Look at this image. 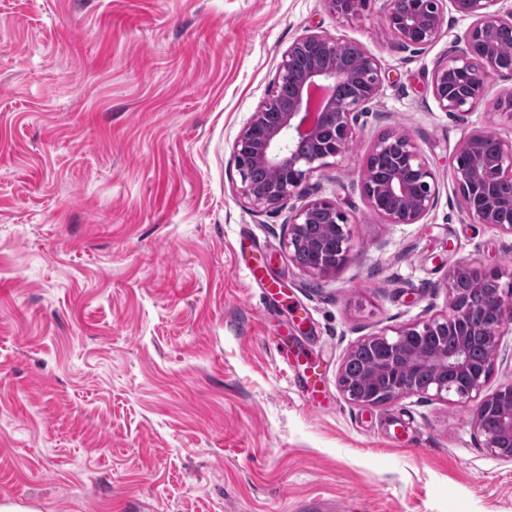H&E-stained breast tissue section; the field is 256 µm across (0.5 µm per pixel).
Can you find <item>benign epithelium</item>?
<instances>
[{
  "instance_id": "1",
  "label": "benign epithelium",
  "mask_w": 512,
  "mask_h": 512,
  "mask_svg": "<svg viewBox=\"0 0 512 512\" xmlns=\"http://www.w3.org/2000/svg\"><path fill=\"white\" fill-rule=\"evenodd\" d=\"M500 2L386 0V25L399 44L413 52L424 51L440 37L445 11L471 20L463 47L440 61L431 78L438 108L460 120L483 103L490 80L512 79V57L500 56L484 41L488 29L512 27V10H501ZM364 5L365 0H325L328 11L342 18L358 15ZM348 57L358 64L359 80L343 97L337 94L336 83L347 76ZM381 71L379 59L355 43L326 32L300 35L282 55L272 94L234 144L242 198L258 212L283 208L303 192L313 173L339 164L358 137L359 111L381 90ZM284 83L292 85L286 100L278 96ZM300 140L310 141L312 151L296 152L294 145ZM254 167L276 177L257 182ZM453 173L461 213L474 224L512 236V140L486 130L467 134L455 154ZM361 187L370 208L388 224H417L437 200L435 176L419 146L397 131L374 141L364 160ZM317 215L323 227L313 243V260L304 267L316 275L334 272L347 261L352 223L337 203L310 200L288 212L289 253L306 244V227ZM448 294V315L360 342L376 354L368 378H348L350 352L340 368L339 386L350 401L364 407L415 393L450 403L473 402L474 427L483 437V447L491 456L512 462V383L487 389L503 328L512 324V289L502 284L497 272L482 273L463 260L448 275ZM450 329L457 336L452 350L431 346V338Z\"/></svg>"
}]
</instances>
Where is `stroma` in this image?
<instances>
[{
    "instance_id": "35a3bbf8",
    "label": "stroma",
    "mask_w": 512,
    "mask_h": 512,
    "mask_svg": "<svg viewBox=\"0 0 512 512\" xmlns=\"http://www.w3.org/2000/svg\"><path fill=\"white\" fill-rule=\"evenodd\" d=\"M384 0H0V497L40 512H512V462L472 404L350 402L365 337L448 314L459 261L512 279V237L462 215L452 157L512 79L460 121L431 93L467 20L404 49ZM382 66L339 166L288 209L241 198L234 144L305 31ZM436 176L416 224L374 214L360 178L382 133ZM352 220L349 260L317 276L283 245L289 208ZM258 266L252 283L244 268ZM316 366L312 397L298 387Z\"/></svg>"
}]
</instances>
